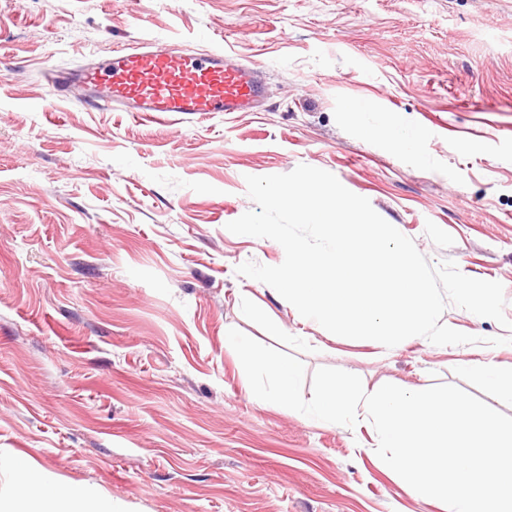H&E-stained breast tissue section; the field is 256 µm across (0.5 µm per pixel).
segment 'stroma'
<instances>
[{
    "label": "stroma",
    "mask_w": 512,
    "mask_h": 512,
    "mask_svg": "<svg viewBox=\"0 0 512 512\" xmlns=\"http://www.w3.org/2000/svg\"><path fill=\"white\" fill-rule=\"evenodd\" d=\"M143 43L232 48L265 111L50 96L49 71ZM301 164L431 264L500 282L512 320V0H0V493L16 460L115 512H443L401 489L371 422L257 399L229 344L235 328L310 374L454 384L512 416L467 369H512L495 320L450 304L442 324L481 344L386 354L237 274L285 257L226 228L255 207L246 176Z\"/></svg>",
    "instance_id": "35a3bbf8"
}]
</instances>
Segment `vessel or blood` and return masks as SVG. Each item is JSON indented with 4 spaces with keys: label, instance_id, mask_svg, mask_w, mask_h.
Listing matches in <instances>:
<instances>
[{
    "label": "vessel or blood",
    "instance_id": "obj_1",
    "mask_svg": "<svg viewBox=\"0 0 512 512\" xmlns=\"http://www.w3.org/2000/svg\"><path fill=\"white\" fill-rule=\"evenodd\" d=\"M58 98L82 91L95 110L156 113L255 112L265 96L260 71L236 55L204 54L152 44L113 50L110 57L49 76Z\"/></svg>",
    "mask_w": 512,
    "mask_h": 512
}]
</instances>
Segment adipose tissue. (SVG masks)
I'll return each instance as SVG.
<instances>
[{"mask_svg": "<svg viewBox=\"0 0 512 512\" xmlns=\"http://www.w3.org/2000/svg\"><path fill=\"white\" fill-rule=\"evenodd\" d=\"M14 472L13 496L0 512H72L85 503L80 488L45 485L36 470L23 464L15 465Z\"/></svg>", "mask_w": 512, "mask_h": 512, "instance_id": "1", "label": "adipose tissue"}]
</instances>
